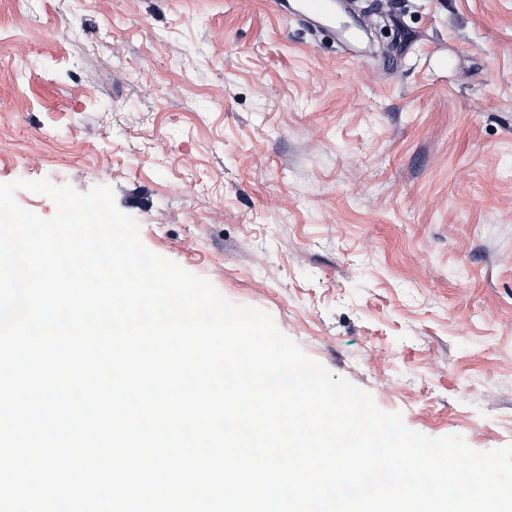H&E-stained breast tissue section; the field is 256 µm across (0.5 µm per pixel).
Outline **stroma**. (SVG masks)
<instances>
[{"label": "stroma", "instance_id": "35a3bbf8", "mask_svg": "<svg viewBox=\"0 0 512 512\" xmlns=\"http://www.w3.org/2000/svg\"><path fill=\"white\" fill-rule=\"evenodd\" d=\"M0 0V182L151 251L430 437L512 444V0ZM300 9L303 19L333 24L330 0H302Z\"/></svg>", "mask_w": 512, "mask_h": 512}]
</instances>
